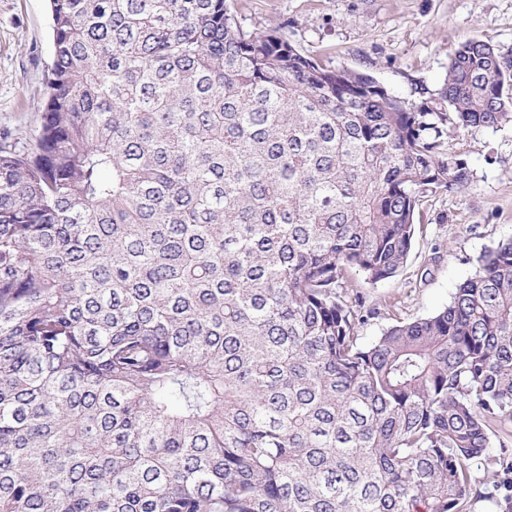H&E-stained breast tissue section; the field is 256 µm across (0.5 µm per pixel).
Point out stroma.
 <instances>
[{
    "instance_id": "1",
    "label": "stroma",
    "mask_w": 512,
    "mask_h": 512,
    "mask_svg": "<svg viewBox=\"0 0 512 512\" xmlns=\"http://www.w3.org/2000/svg\"><path fill=\"white\" fill-rule=\"evenodd\" d=\"M234 9L245 28L284 27L323 65L371 74L417 103L438 89L461 43L481 39L512 56V0H234ZM52 53L47 0H0V130L35 134ZM448 145L474 179L423 198L424 233L396 277L372 285L352 275L349 293L378 310L362 341L447 305L480 256L512 238V123L449 131Z\"/></svg>"
}]
</instances>
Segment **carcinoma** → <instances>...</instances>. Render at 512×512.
Masks as SVG:
<instances>
[{"label": "carcinoma", "mask_w": 512, "mask_h": 512, "mask_svg": "<svg viewBox=\"0 0 512 512\" xmlns=\"http://www.w3.org/2000/svg\"><path fill=\"white\" fill-rule=\"evenodd\" d=\"M37 134L0 132V512H473L512 456V239L369 344L448 128L512 121L469 40L417 104L229 0H49Z\"/></svg>", "instance_id": "carcinoma-1"}]
</instances>
